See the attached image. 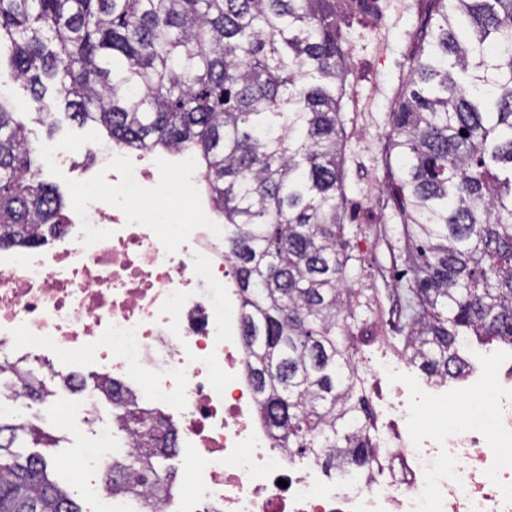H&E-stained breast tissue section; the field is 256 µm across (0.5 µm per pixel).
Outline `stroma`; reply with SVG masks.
<instances>
[{"label":"stroma","instance_id":"35a3bbf8","mask_svg":"<svg viewBox=\"0 0 512 512\" xmlns=\"http://www.w3.org/2000/svg\"><path fill=\"white\" fill-rule=\"evenodd\" d=\"M343 47L347 53L346 94L341 100L345 153L344 213L350 261L346 286L351 290L356 314L350 322L355 345L353 361L362 380L378 375L377 386L367 389L368 400L388 397L398 385L383 365L401 360L410 391L423 395L443 393L454 381L438 384L417 365L402 361L400 341L377 340L379 317L393 315L402 329L409 299L410 248L393 203L392 187L398 164L389 148L391 115L396 108L412 61L420 47L422 25L430 15L431 0H371L361 10L356 0H336ZM37 149L77 145L82 156L99 159L101 141L91 131L67 119L57 128L39 121L34 110L18 115ZM76 401L68 388L56 384L55 394L32 402L28 420L57 439L45 449L54 475L74 492L84 512L91 501L84 479L72 460L91 438L90 431L74 434L60 419Z\"/></svg>","mask_w":512,"mask_h":512}]
</instances>
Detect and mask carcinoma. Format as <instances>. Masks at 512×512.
<instances>
[{
	"mask_svg": "<svg viewBox=\"0 0 512 512\" xmlns=\"http://www.w3.org/2000/svg\"><path fill=\"white\" fill-rule=\"evenodd\" d=\"M392 116L393 196L415 250L403 351L430 377L465 338L512 339V0H433ZM55 112L139 150H188L224 221L271 434L326 471L375 459L354 379L345 270V54L336 0H0V59ZM15 108L0 103V238L68 221ZM0 420V512H82ZM128 459L112 483L137 474Z\"/></svg>",
	"mask_w": 512,
	"mask_h": 512,
	"instance_id": "carcinoma-1",
	"label": "carcinoma"
}]
</instances>
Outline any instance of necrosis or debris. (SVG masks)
Segmentation results:
<instances>
[{
    "label": "necrosis or debris",
    "instance_id": "1",
    "mask_svg": "<svg viewBox=\"0 0 512 512\" xmlns=\"http://www.w3.org/2000/svg\"><path fill=\"white\" fill-rule=\"evenodd\" d=\"M109 151L77 184L65 232L0 245V360L71 365L63 382L95 436L81 459L96 475L93 512H140L136 494L107 488L116 445H151L126 432L130 408L179 448V486L157 494L160 512H512V366L497 362L457 392L480 420L450 430L399 399L366 413L380 453L350 483L324 485L316 462L295 468L258 414L234 264L196 159ZM183 197L189 208L176 210ZM88 373L120 393L109 420Z\"/></svg>",
    "mask_w": 512,
    "mask_h": 512
}]
</instances>
